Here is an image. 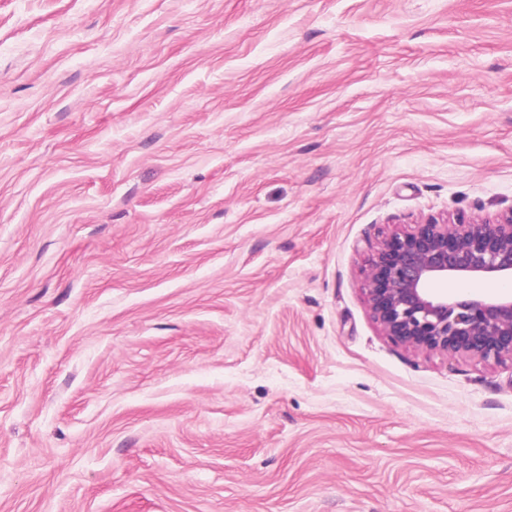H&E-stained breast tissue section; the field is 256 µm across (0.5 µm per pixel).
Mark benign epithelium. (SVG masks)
<instances>
[{
	"label": "benign epithelium",
	"mask_w": 512,
	"mask_h": 512,
	"mask_svg": "<svg viewBox=\"0 0 512 512\" xmlns=\"http://www.w3.org/2000/svg\"><path fill=\"white\" fill-rule=\"evenodd\" d=\"M512 278V208L493 220L418 224L377 248L366 273L374 318L394 341L482 361L512 358V295L457 292Z\"/></svg>",
	"instance_id": "7a95c632"
}]
</instances>
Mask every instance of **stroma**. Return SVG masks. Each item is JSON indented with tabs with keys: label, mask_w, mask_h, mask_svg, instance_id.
I'll use <instances>...</instances> for the list:
<instances>
[{
	"label": "stroma",
	"mask_w": 512,
	"mask_h": 512,
	"mask_svg": "<svg viewBox=\"0 0 512 512\" xmlns=\"http://www.w3.org/2000/svg\"><path fill=\"white\" fill-rule=\"evenodd\" d=\"M511 208L512 0H0V512H512L365 290Z\"/></svg>",
	"instance_id": "stroma-1"
}]
</instances>
